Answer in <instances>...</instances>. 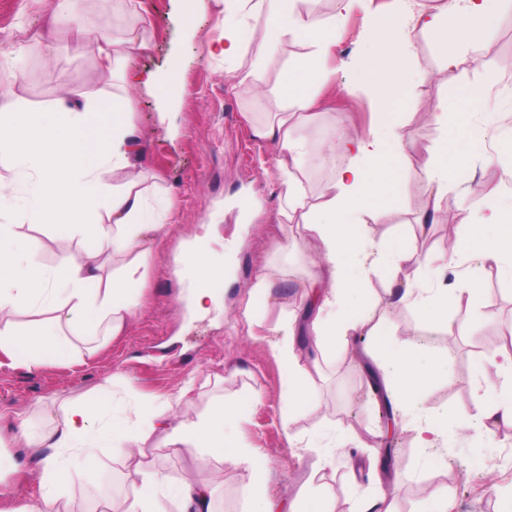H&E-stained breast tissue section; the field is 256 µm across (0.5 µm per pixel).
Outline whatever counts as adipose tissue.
Instances as JSON below:
<instances>
[{
  "label": "adipose tissue",
  "mask_w": 512,
  "mask_h": 512,
  "mask_svg": "<svg viewBox=\"0 0 512 512\" xmlns=\"http://www.w3.org/2000/svg\"><path fill=\"white\" fill-rule=\"evenodd\" d=\"M301 2L224 0V35L211 47L212 54L228 61L251 57L250 69L238 75L242 82L259 78L286 41L306 39L312 47L308 57L289 71L288 111L276 113L253 130L257 140L279 149L274 178L281 221L295 229L297 239L313 240L320 259L327 263L326 272H309L301 313L276 328L274 354L283 369V419L288 424L298 414L316 410L311 374L319 370L330 347L352 334L373 337L374 352L385 366L387 396L394 405L412 403L431 384L434 372L421 363L416 347L385 339L362 288L378 270L398 280L413 253L400 241L388 240L369 257H360L361 216L411 169L404 134L393 114L408 99L405 74L420 68L414 52L417 37L430 34L440 46L455 45V52L442 56L445 66L466 63L467 49L478 46L498 26L508 0H443L431 8L416 0H395V8L387 13L369 10L367 0H336V16L325 21L303 13ZM358 11L364 14L373 42L371 51L360 58L365 80L359 90L376 107L379 132L371 137L334 133L330 145L315 157L317 163L330 166L331 174L313 196L303 182L302 161L308 147L297 130L311 115L317 88L336 78L330 61L338 46L340 19ZM81 36L93 42L102 77L130 87L143 84L159 96L167 95L168 86L159 84L155 76H140L130 67L131 60L151 47L146 25H129L116 39L88 30ZM130 109L125 98L108 105L89 102L80 110L65 105L49 112L13 105L0 108V163L32 182L31 196L22 204L24 219L41 224L53 214L69 223L73 233L95 241L62 271L53 272L38 262L33 245L20 239L12 225L0 224V313L21 305L55 312L50 324L28 335L18 333L11 323H0V353L12 362L36 368L74 354V338L100 329L114 338L129 325L136 306L134 288L144 278L150 244L162 230L141 189L143 173L137 163L145 148L134 134ZM466 162L465 153L443 146L425 165L424 176L436 186L433 210L450 205L449 193ZM108 167L124 172V181L107 182L102 172ZM486 208L479 220L464 216L465 227L450 252L428 255L436 287H395L387 292L391 302L442 325L448 321L449 307L471 306L483 296L475 280L465 288H449V265L474 256L483 264L512 270V205L491 198ZM117 258L122 266L113 270L111 279H104L107 263ZM179 262L191 282L195 308L206 310L216 300L210 283L223 276V260L196 243L183 251ZM304 336L313 344L305 366L296 352ZM497 374L500 382L492 386L479 415L488 430L512 427V353L503 354ZM171 409L166 400L138 403L133 424L124 409L109 402L70 404L48 428L33 427L28 418L18 417L15 439L34 460L31 478L41 488L38 503L26 512H62L73 469L100 448L111 449L113 457L139 479L133 494L113 499L112 512H213L210 485L189 475L173 479L152 468L144 448L155 435L172 453L198 459L218 456L245 466L256 512L283 508L268 495V456L237 443L238 406L216 400L208 414L192 422L177 421Z\"/></svg>",
  "instance_id": "obj_1"
}]
</instances>
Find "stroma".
Masks as SVG:
<instances>
[{"label":"stroma","mask_w":512,"mask_h":512,"mask_svg":"<svg viewBox=\"0 0 512 512\" xmlns=\"http://www.w3.org/2000/svg\"><path fill=\"white\" fill-rule=\"evenodd\" d=\"M152 22V49L137 56L133 69L169 77L168 97L145 86L123 87L102 78L96 51L78 34L79 27L107 24L121 35L136 22L130 0H83L80 24H58L61 51L48 57L24 50L50 19L51 0H0V52L13 58L0 68V106L18 103L40 111L67 99L82 107L88 97L120 95L132 102L130 120L145 149L144 185L148 203L158 196L172 199L174 209L166 230L152 247L144 280L136 292L137 306L128 330L115 339L104 334L81 342L83 362L60 359L35 369L12 364L0 353V512H17L40 498L28 477L33 463L13 438L10 420L33 416L40 424L60 419L66 401L114 391L126 403L167 399L179 420L192 421L206 413L214 399L238 402L241 415L237 439L241 447L266 453L272 462L269 491L292 500L308 478H315L334 512H348L359 495L389 491L398 512H425L429 501L447 499L448 512H512V427L495 433L475 432L431 453L419 448L414 425L425 418L453 411L479 415L486 402V376L512 337V274L469 258L461 263L481 284L485 297L475 307L449 309L453 322L468 323L469 332L450 333L423 322L406 308L387 304V277L372 273L366 283L374 310L387 336L421 347L425 361L438 372L430 387L412 405L395 409L397 436L391 460H383L381 405L369 386L375 367L371 360L355 363L342 349L330 351L315 379L318 408L299 416L291 426L282 421V370L273 352L274 326L297 307L313 243H295L289 225L275 219L278 187L265 170L275 150L260 144L251 126L267 120L284 104L285 71L308 54L306 41L286 42L276 61L258 81L236 83L249 58L235 62L212 57L209 48L222 34L223 6L212 0L193 27L182 16L188 0H144ZM333 64L336 82L321 89L314 117L301 133L317 147L332 128L367 137L374 128L372 101L356 92L361 70L350 68L369 37L361 14L342 24ZM417 55L425 69L413 80L406 106L395 117L406 137L413 164L411 176L378 210L363 218L362 236L375 244L399 238L417 256L448 248L449 235L460 231V216L484 211L477 188L512 193V179L492 162L486 147L512 142V12L504 14L493 35L475 49L477 66L444 68L433 37H420ZM469 84L490 86L486 109L467 117L461 131L445 132L431 117L438 98ZM503 112L499 125L485 124V112ZM170 113L160 121V113ZM468 153L467 182L453 190L457 206L430 212L431 191L420 174L441 141ZM425 226H417L418 217ZM19 236L39 245L37 258L53 270L92 247L91 239L72 234L55 220L32 225L15 210L0 212ZM207 237L215 253L235 242L224 278L215 282L218 300L204 315L194 314L186 299V284L178 274L176 256L183 246ZM269 274L274 294L269 304H250L257 277ZM154 469L172 478L192 473L196 480L214 482L216 512H252L244 468L208 457L172 454L160 438L146 448ZM465 467V483L452 479ZM136 476L102 448L79 468L67 488L75 512H106L112 496L133 493Z\"/></svg>","instance_id":"1"}]
</instances>
